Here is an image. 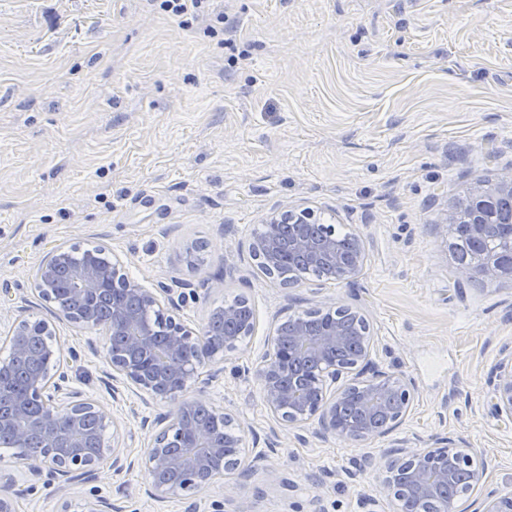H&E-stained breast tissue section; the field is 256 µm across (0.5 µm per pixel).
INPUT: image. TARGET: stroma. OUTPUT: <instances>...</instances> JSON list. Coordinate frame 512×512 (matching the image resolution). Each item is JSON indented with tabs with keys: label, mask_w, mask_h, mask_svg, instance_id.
I'll list each match as a JSON object with an SVG mask.
<instances>
[{
	"label": "stroma",
	"mask_w": 512,
	"mask_h": 512,
	"mask_svg": "<svg viewBox=\"0 0 512 512\" xmlns=\"http://www.w3.org/2000/svg\"><path fill=\"white\" fill-rule=\"evenodd\" d=\"M220 13L234 27L210 33ZM511 171L512 0H211L185 26L160 0H0V334L19 310L49 317L37 269L74 245L171 286L192 328L236 295L256 318L223 374L176 402L113 386L104 328L58 324L72 387L132 450L152 443L149 420L198 398L250 428L231 492L160 506L137 469L70 496L122 512H393L365 456L438 435L476 448L484 484L512 493V418L489 383L512 352V280L459 276L444 224ZM280 204L361 236L360 274L288 289L262 277L248 243ZM338 305L366 316L374 360L416 386L403 424L361 444L279 423L250 370L272 319ZM0 468L25 491L21 512H58L11 450Z\"/></svg>",
	"instance_id": "1"
}]
</instances>
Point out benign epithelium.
I'll return each instance as SVG.
<instances>
[{"label":"benign epithelium","instance_id":"7a95c632","mask_svg":"<svg viewBox=\"0 0 512 512\" xmlns=\"http://www.w3.org/2000/svg\"><path fill=\"white\" fill-rule=\"evenodd\" d=\"M487 199L484 183L468 195L470 206L451 217L468 224L476 235L485 230L481 207ZM317 224L311 208L278 206L263 221L265 230L248 244L250 255L274 270L281 258V226L292 224L288 248L311 266L330 264L339 280L349 281L363 268L365 244L355 236L343 251L333 235L315 238L302 230ZM78 248L52 250L38 269L35 291L55 301L54 284L62 268L70 271L72 290L88 300L80 311L56 309L54 319L32 320L19 315L8 337L12 356L44 360L43 368L17 394L6 390L0 366V440L9 442L13 456L32 463L31 475L45 476V485L61 492L112 473L120 475L139 465L151 476L144 489L155 502L195 496L218 485V478L237 468L249 427L227 409L197 399L173 415L158 417L161 426L153 443L139 457L120 444L107 408L69 385L74 355L64 350L56 334L57 320L79 328L102 326L107 332L106 360L112 371L153 399L174 401L198 370L211 366L205 381L216 378L227 353L253 335L256 322L243 321L235 305L211 313L209 320L237 324L233 336L216 335L205 326L197 332L180 319L172 289H149L129 277L122 262L100 246L76 262ZM484 274L512 277V268L495 255L482 258ZM330 319L312 333L304 316L275 321L264 352L254 363L266 407L288 425L315 422L322 439L338 437L360 443L384 436L404 422L414 398L412 380L387 372L372 360L373 340L368 320L349 306L327 309ZM495 411L512 417V352L492 372ZM477 450L440 436L429 448L404 445L389 450L373 464L384 496L405 512L408 500H439V512H460L459 503L472 489L455 490L458 475L473 463ZM22 490L14 474L0 472V512H18ZM60 512H118L103 497H64ZM473 512H512V495L486 492Z\"/></svg>","mask_w":512,"mask_h":512}]
</instances>
